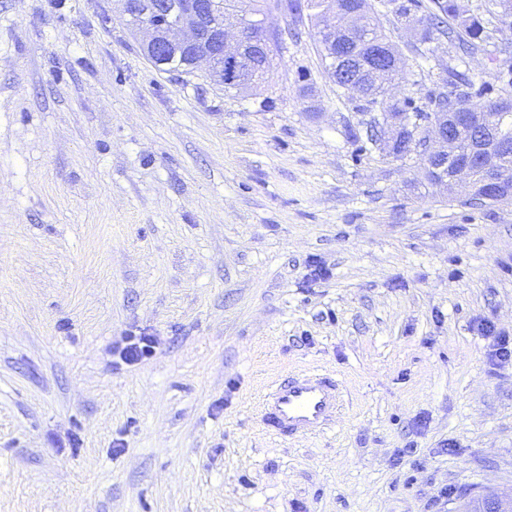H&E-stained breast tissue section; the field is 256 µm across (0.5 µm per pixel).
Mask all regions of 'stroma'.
I'll list each match as a JSON object with an SVG mask.
<instances>
[{
	"label": "stroma",
	"mask_w": 512,
	"mask_h": 512,
	"mask_svg": "<svg viewBox=\"0 0 512 512\" xmlns=\"http://www.w3.org/2000/svg\"><path fill=\"white\" fill-rule=\"evenodd\" d=\"M116 0H0V512H455L512 492V205L367 139L317 20L231 96L155 68ZM426 101L453 63L380 16ZM155 337L116 368L112 345ZM322 368L333 425L258 401ZM343 405L340 383L321 370H309L274 382L259 400L265 431L293 439L322 434Z\"/></svg>",
	"instance_id": "stroma-1"
}]
</instances>
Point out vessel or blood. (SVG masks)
I'll return each mask as SVG.
<instances>
[{
	"instance_id": "vessel-or-blood-1",
	"label": "vessel or blood",
	"mask_w": 512,
	"mask_h": 512,
	"mask_svg": "<svg viewBox=\"0 0 512 512\" xmlns=\"http://www.w3.org/2000/svg\"><path fill=\"white\" fill-rule=\"evenodd\" d=\"M343 405L340 383L320 370L274 382L259 400L265 431L277 438L315 437L335 420Z\"/></svg>"
}]
</instances>
